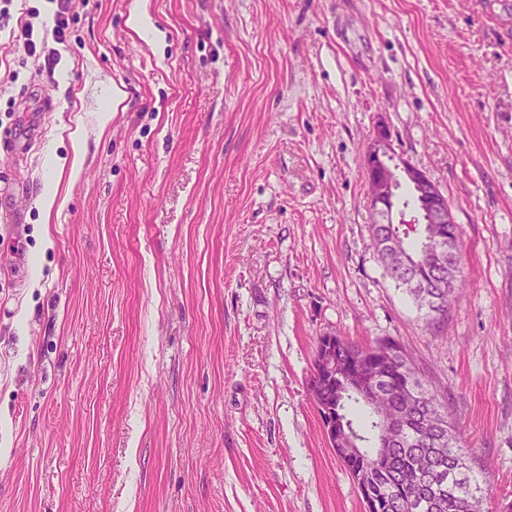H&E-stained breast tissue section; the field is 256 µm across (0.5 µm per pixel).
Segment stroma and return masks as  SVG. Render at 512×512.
<instances>
[{"label":"stroma","instance_id":"35a3bbf8","mask_svg":"<svg viewBox=\"0 0 512 512\" xmlns=\"http://www.w3.org/2000/svg\"><path fill=\"white\" fill-rule=\"evenodd\" d=\"M130 2L69 0L58 42L55 0H0V512H364L326 333L399 339L512 503V0H149L160 48ZM381 126L462 228L442 320L371 246ZM144 1L146 0H132L128 17V25L139 35H149L151 37V41L160 40L163 33L155 27ZM107 105L99 112V125L106 127L112 119V112H118L120 109H125L126 93L122 87L111 84L106 96Z\"/></svg>","mask_w":512,"mask_h":512}]
</instances>
